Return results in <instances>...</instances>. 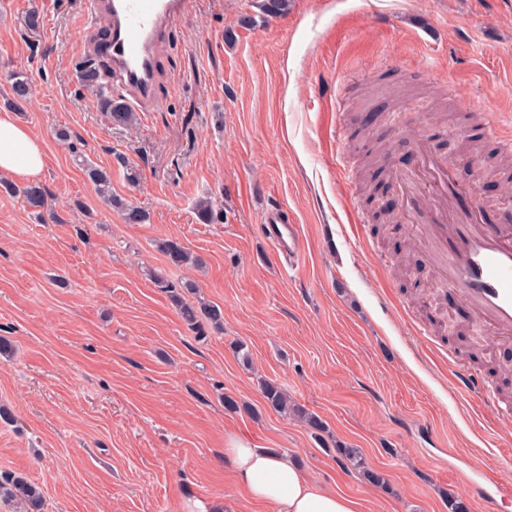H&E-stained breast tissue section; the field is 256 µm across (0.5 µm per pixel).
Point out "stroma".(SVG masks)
Instances as JSON below:
<instances>
[{
  "label": "stroma",
  "instance_id": "35a3bbf8",
  "mask_svg": "<svg viewBox=\"0 0 512 512\" xmlns=\"http://www.w3.org/2000/svg\"><path fill=\"white\" fill-rule=\"evenodd\" d=\"M83 10L0 0V113L25 74L32 92L14 118L43 144L36 181L52 194L37 212L0 192V336L13 345L0 357V407L13 416L0 421V471L38 483L48 512H273L244 498L224 459L226 437L245 435L365 512H448L450 494L483 512L475 484L512 512V426L492 425L432 357L453 351L512 392V342L486 336L484 360H470L471 336L442 328L468 314L401 224H377L364 192L398 200L391 174L424 138L468 158L460 179L490 223L512 217V157L475 114L512 122V0H290L272 16L262 0H192L129 127L76 76ZM86 160L146 223L104 201ZM207 199L222 223H199ZM273 205L307 239L292 269L260 231ZM166 238L201 266H172L157 248ZM155 273L218 306L223 330L198 339ZM266 381L320 417L321 436L268 408ZM340 444L386 487L343 469Z\"/></svg>",
  "mask_w": 512,
  "mask_h": 512
}]
</instances>
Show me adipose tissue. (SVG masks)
<instances>
[{
    "label": "adipose tissue",
    "mask_w": 512,
    "mask_h": 512,
    "mask_svg": "<svg viewBox=\"0 0 512 512\" xmlns=\"http://www.w3.org/2000/svg\"><path fill=\"white\" fill-rule=\"evenodd\" d=\"M43 166L40 141L9 113H1L0 173L34 176ZM224 455L246 498L274 512H359L356 500L313 480L290 456L258 447L248 438H228Z\"/></svg>",
    "instance_id": "ef3b65f1"
}]
</instances>
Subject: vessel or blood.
<instances>
[{"label":"vessel or blood","instance_id":"vessel-or-blood-1","mask_svg":"<svg viewBox=\"0 0 512 512\" xmlns=\"http://www.w3.org/2000/svg\"><path fill=\"white\" fill-rule=\"evenodd\" d=\"M187 4L188 0H87L80 26L89 28L101 19L108 26L107 38L93 41L91 51L109 60L108 80L128 88L135 103L151 98L157 49L167 26ZM416 154V165L396 176L405 199L407 230L476 328L511 340L512 224L486 222L484 206L466 195L457 178L463 160L448 161L423 144ZM261 223L278 254L298 262L306 251V239L287 209H266ZM442 361L461 390L486 400L498 423H512V404L500 403L496 387L462 370L453 353L443 354Z\"/></svg>","mask_w":512,"mask_h":512}]
</instances>
